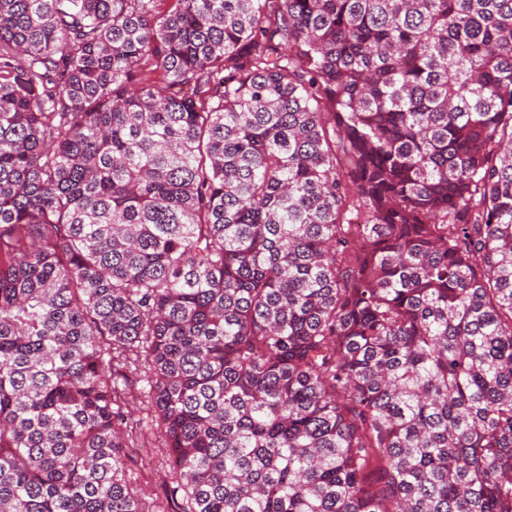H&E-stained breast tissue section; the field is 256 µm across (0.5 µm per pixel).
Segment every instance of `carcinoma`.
<instances>
[{"label": "carcinoma", "instance_id": "carcinoma-1", "mask_svg": "<svg viewBox=\"0 0 512 512\" xmlns=\"http://www.w3.org/2000/svg\"><path fill=\"white\" fill-rule=\"evenodd\" d=\"M512 512V0H0V512ZM127 374L130 379L131 391L128 395V411L132 414V419L137 421L140 418L146 417V411L143 410V396L141 395V383L139 381V375L135 370L134 366H131L127 370ZM144 425V427H143ZM136 426L133 434L139 440L140 448H134L131 459L127 461L126 478L130 486L141 495L145 501L167 507L163 487L167 481V452L154 444L150 432L145 427Z\"/></svg>", "mask_w": 512, "mask_h": 512}]
</instances>
